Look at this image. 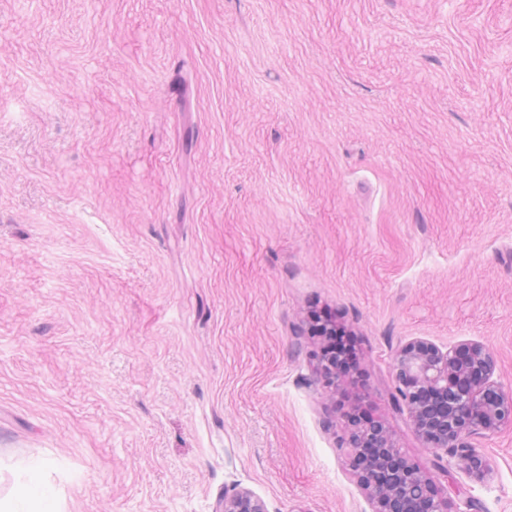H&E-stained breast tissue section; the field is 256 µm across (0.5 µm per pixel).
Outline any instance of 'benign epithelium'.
Segmentation results:
<instances>
[{"mask_svg": "<svg viewBox=\"0 0 512 512\" xmlns=\"http://www.w3.org/2000/svg\"><path fill=\"white\" fill-rule=\"evenodd\" d=\"M318 369L336 383V359L319 354ZM497 362L483 343L462 340L448 346L415 337L392 357L395 408L406 414L423 448L442 451L456 468L482 479L487 465L473 440L512 427V391L495 378ZM346 425L338 447L346 454L371 512H452L448 492L415 460L396 448L385 423L365 419L355 408L328 405ZM216 512H267L263 500L247 488L224 491Z\"/></svg>", "mask_w": 512, "mask_h": 512, "instance_id": "7a95c632", "label": "benign epithelium"}]
</instances>
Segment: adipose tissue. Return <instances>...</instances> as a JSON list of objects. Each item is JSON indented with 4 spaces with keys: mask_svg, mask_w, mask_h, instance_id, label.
Segmentation results:
<instances>
[{
    "mask_svg": "<svg viewBox=\"0 0 512 512\" xmlns=\"http://www.w3.org/2000/svg\"><path fill=\"white\" fill-rule=\"evenodd\" d=\"M52 464L31 460L11 472V491L0 497V512H59L60 496L47 480Z\"/></svg>",
    "mask_w": 512,
    "mask_h": 512,
    "instance_id": "adipose-tissue-1",
    "label": "adipose tissue"
}]
</instances>
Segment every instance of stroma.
Instances as JSON below:
<instances>
[{
	"label": "stroma",
	"mask_w": 512,
	"mask_h": 512,
	"mask_svg": "<svg viewBox=\"0 0 512 512\" xmlns=\"http://www.w3.org/2000/svg\"><path fill=\"white\" fill-rule=\"evenodd\" d=\"M319 309L348 403L512 512V428L436 465L391 371L475 339L512 390V0H0V463L64 512H371ZM325 346L329 351L336 352V358L343 370L348 371L357 364V352L351 336L342 330L336 331V336H326ZM216 512H267L263 500L247 488L233 487L224 491V499L216 506Z\"/></svg>",
	"instance_id": "stroma-1"
}]
</instances>
